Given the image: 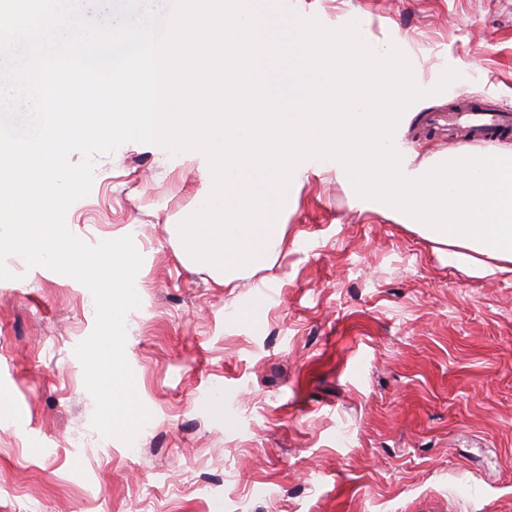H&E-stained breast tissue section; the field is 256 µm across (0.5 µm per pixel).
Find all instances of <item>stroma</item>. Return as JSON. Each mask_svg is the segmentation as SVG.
Segmentation results:
<instances>
[{
	"mask_svg": "<svg viewBox=\"0 0 512 512\" xmlns=\"http://www.w3.org/2000/svg\"><path fill=\"white\" fill-rule=\"evenodd\" d=\"M285 4L331 28L359 18L421 87L459 72L403 114L412 166L457 152L440 124L460 92L512 107V0ZM203 170L194 153L127 142L97 157L66 214L86 243L129 235L143 257L125 319L151 413L137 457L91 426L74 353L95 324L87 288L7 258L0 512H512V277L466 275L328 169L288 190L273 266L219 287L178 236Z\"/></svg>",
	"mask_w": 512,
	"mask_h": 512,
	"instance_id": "obj_1",
	"label": "stroma"
}]
</instances>
